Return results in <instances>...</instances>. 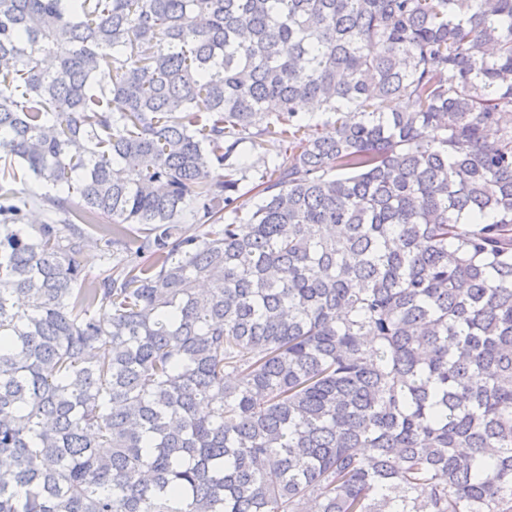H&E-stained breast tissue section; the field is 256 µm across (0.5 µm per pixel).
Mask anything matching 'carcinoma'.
<instances>
[{"label": "carcinoma", "instance_id": "carcinoma-1", "mask_svg": "<svg viewBox=\"0 0 512 512\" xmlns=\"http://www.w3.org/2000/svg\"><path fill=\"white\" fill-rule=\"evenodd\" d=\"M0 161V512H512V0H0Z\"/></svg>", "mask_w": 512, "mask_h": 512}]
</instances>
